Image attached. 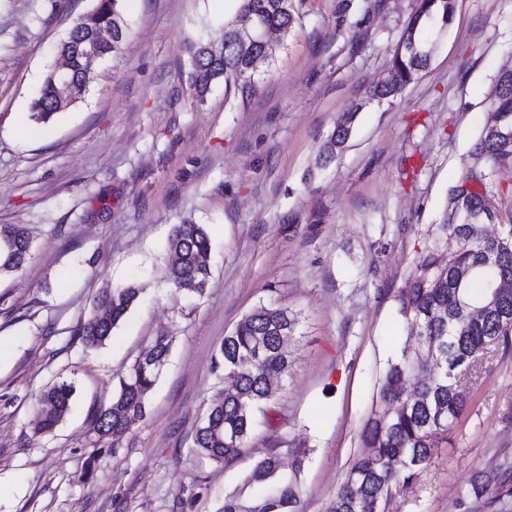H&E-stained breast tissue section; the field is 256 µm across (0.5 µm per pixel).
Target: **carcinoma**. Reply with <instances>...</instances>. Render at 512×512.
<instances>
[{"mask_svg":"<svg viewBox=\"0 0 512 512\" xmlns=\"http://www.w3.org/2000/svg\"><path fill=\"white\" fill-rule=\"evenodd\" d=\"M120 0H97L84 15L121 30L112 47L100 48L102 56L121 52L127 26ZM255 13L285 37L295 21L292 0H239L237 13ZM453 0H421L402 45L390 61L385 80L372 86L366 96L376 100L395 97L429 66L428 49L421 31L437 26L445 30L453 18ZM90 23L73 24L61 42L62 52L71 43L88 36ZM209 42L190 44L188 80L197 102L204 101L212 86L242 82L241 91L251 93L254 85L247 52L224 30V57L214 59ZM92 81L81 73L74 91L60 89L54 70H49L40 96L32 103L31 118L47 123L58 113L80 101ZM496 111L481 131L475 150L498 166L512 164V74H499L493 90ZM360 106L351 105L340 117L320 152L327 163L341 152L352 132ZM486 176L463 178L448 197L441 223L431 225L430 238L415 260L396 301L406 339L400 353L387 360L360 438L368 452L355 458L344 482L334 496L333 512H385L388 503L414 482L446 439L449 426L466 409L469 396L459 384L460 376L473 366L480 368L499 347L512 345V291H496L504 278H512V236L484 233L481 214L491 207L488 193L469 190L472 182L484 183ZM456 240L453 264L440 265L449 239ZM33 239L22 224H0V277L22 270L32 255ZM168 278L174 286L194 281L195 293L203 295L210 276V243L198 224L185 222L174 228L171 238ZM141 289L134 284L106 288L95 297V306L109 309L99 323L83 322L77 336L87 348L108 342L113 330L138 301ZM497 302L498 310L466 329L459 323L476 307ZM298 315L286 308L260 305L246 314L221 342L214 367L224 370L230 390L209 405L196 425L193 448L207 459L221 463L237 456L252 434L257 415L278 395L274 380L288 375L292 358L282 344L293 338ZM172 341L165 335L154 338L142 366L133 362L112 395V401L95 416L94 430L112 437L116 445L146 417L147 397L168 361ZM76 393L73 383L56 382L38 397L32 429L36 435L52 433L69 409ZM295 460L286 471L280 453L271 450L255 462L240 487L224 495L220 512H301L300 472L306 452L292 450ZM474 495L500 504L512 499V484H491L475 477Z\"/></svg>","mask_w":512,"mask_h":512,"instance_id":"1","label":"carcinoma"}]
</instances>
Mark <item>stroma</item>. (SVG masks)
<instances>
[{"label":"stroma","instance_id":"1","mask_svg":"<svg viewBox=\"0 0 512 512\" xmlns=\"http://www.w3.org/2000/svg\"><path fill=\"white\" fill-rule=\"evenodd\" d=\"M97 0H0V224L26 225L34 255L0 278V512H218L270 449L299 447L303 512H331L362 450L360 429L406 332L395 295L451 189L485 173L512 222V170L476 155L495 78L512 66V0H455L420 77L359 112L345 149L319 150L338 116L383 77L418 0H294L296 21L254 74L255 93L217 84L196 101L188 42L222 41L237 0H123L121 53L96 60L84 98L48 136L25 139L30 107L74 21ZM210 241L206 292L168 279L175 225ZM137 304L107 344L76 332L107 287ZM300 316L294 364L235 459L192 448L224 389L214 355L259 304ZM172 339L147 416L119 443L92 419L158 334ZM75 382L56 430L34 435L36 400ZM448 440L387 512H498L474 477L512 470V347L480 376ZM93 476H86V463Z\"/></svg>","mask_w":512,"mask_h":512}]
</instances>
